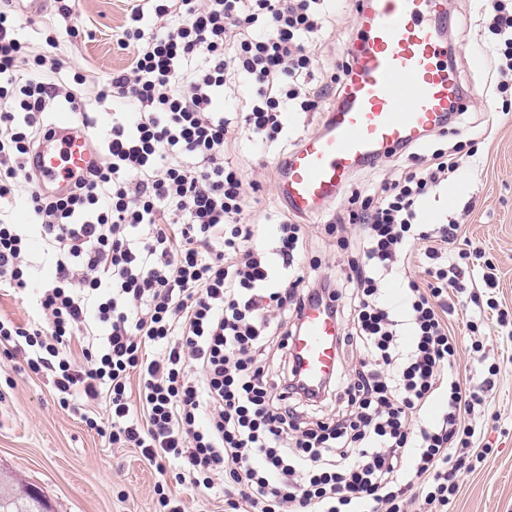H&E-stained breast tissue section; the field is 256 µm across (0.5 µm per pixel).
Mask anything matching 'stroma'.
Returning <instances> with one entry per match:
<instances>
[{
	"label": "stroma",
	"instance_id": "35a3bbf8",
	"mask_svg": "<svg viewBox=\"0 0 512 512\" xmlns=\"http://www.w3.org/2000/svg\"><path fill=\"white\" fill-rule=\"evenodd\" d=\"M136 0H78L72 20H64L54 0H43L29 13L19 35L32 53L46 51L45 32L61 34L57 54L69 71L101 79L124 69L132 53L119 49L116 39ZM329 24L314 45L320 64L312 83H329L340 73L345 49L356 24L352 0H329ZM448 48L468 106L455 122L456 134L431 133L417 153L430 154L456 141H474L477 153L468 158L452 182L437 187L423 201L426 224H459L463 236L477 243L495 266L494 298L512 309V111H503L504 95L493 94L491 62L478 20L479 0H447ZM77 25L78 38L65 36L67 24ZM336 103L324 96L315 112H291L287 138L278 146L258 144L243 126L231 129L230 158L247 180L258 184L245 213L260 223L258 245L275 246V227L267 216L286 213L275 186L274 166L299 140L317 131L324 112ZM327 213L305 217L310 230L300 252L302 264L320 260L319 275L341 273L347 255L334 238L320 233ZM483 344L486 362L499 369L496 386L476 416L479 447L486 455L460 477L458 496L446 512H512V339L507 331L488 324L474 335ZM0 467L22 474L42 492L53 512H159L156 486L180 498L186 512H224L223 488L205 490L177 482L173 472L159 473L132 448H116L77 415L59 407L49 380L26 370L21 358L0 352Z\"/></svg>",
	"mask_w": 512,
	"mask_h": 512
}]
</instances>
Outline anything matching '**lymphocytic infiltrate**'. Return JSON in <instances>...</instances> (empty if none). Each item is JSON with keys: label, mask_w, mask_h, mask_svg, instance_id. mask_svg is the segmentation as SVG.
I'll list each match as a JSON object with an SVG mask.
<instances>
[{"label": "lymphocytic infiltrate", "mask_w": 512, "mask_h": 512, "mask_svg": "<svg viewBox=\"0 0 512 512\" xmlns=\"http://www.w3.org/2000/svg\"><path fill=\"white\" fill-rule=\"evenodd\" d=\"M497 60L494 90L512 89V0L481 12ZM326 0H152L133 7L116 43L131 63L104 80L73 73L63 84L57 55L31 54L16 36L18 16L0 11V288L33 298L36 319L0 318V345L23 353L49 377L61 408L79 413L110 444L138 449L158 472L213 488L223 480L230 512H402L421 487L420 506L439 512L456 495V474L474 454L469 417L495 381L461 380L451 321L469 300L466 327L478 331L497 309L466 287L482 249L457 243L455 223H421L419 205L464 159L462 144L412 156L371 195L351 192L325 224L347 251L339 278L300 270L305 225L277 215L272 253L254 248L246 222L252 182L226 159L231 118L215 109L229 76L249 88L244 123L259 144L286 133L285 115L312 112L311 43L326 28ZM92 84V95L79 86ZM116 112L96 150L99 163L63 197L43 193L23 160L61 104L95 123L110 99ZM29 184L30 224L11 222L18 184ZM363 229L359 242L343 225ZM40 239L51 274L30 286L28 255ZM426 285L402 276L391 304L385 279L409 265L417 246ZM329 303L341 353L359 352L353 373L326 386L301 384L292 339L306 301ZM79 343L83 359L66 349ZM138 377L139 408L128 394ZM445 410L419 417L438 395ZM334 402L330 416L315 415ZM105 403L99 424L89 408Z\"/></svg>", "instance_id": "lymphocytic-infiltrate-1"}]
</instances>
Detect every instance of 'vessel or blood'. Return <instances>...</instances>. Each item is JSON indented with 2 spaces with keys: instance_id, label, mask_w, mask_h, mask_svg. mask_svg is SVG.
Returning a JSON list of instances; mask_svg holds the SVG:
<instances>
[{
  "instance_id": "1",
  "label": "vessel or blood",
  "mask_w": 512,
  "mask_h": 512,
  "mask_svg": "<svg viewBox=\"0 0 512 512\" xmlns=\"http://www.w3.org/2000/svg\"><path fill=\"white\" fill-rule=\"evenodd\" d=\"M342 93L319 129L278 164L277 191L300 216L321 212L357 171L448 127L457 82L448 68L443 0H355ZM92 139L75 120L52 122L26 165L42 189L67 195L96 162ZM294 341L309 381L328 377L340 353L336 321L320 304L304 310Z\"/></svg>"
}]
</instances>
